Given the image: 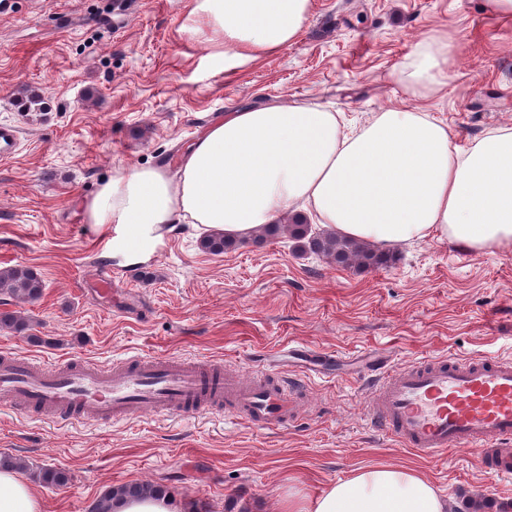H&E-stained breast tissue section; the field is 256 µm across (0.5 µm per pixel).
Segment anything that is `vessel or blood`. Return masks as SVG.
Returning <instances> with one entry per match:
<instances>
[{
    "label": "vessel or blood",
    "mask_w": 512,
    "mask_h": 512,
    "mask_svg": "<svg viewBox=\"0 0 512 512\" xmlns=\"http://www.w3.org/2000/svg\"><path fill=\"white\" fill-rule=\"evenodd\" d=\"M299 365L284 377L276 367L244 378L211 360L138 355L109 366L82 359L38 362L19 351L0 353V403L25 419L57 426L138 422L145 413L173 419L223 408L252 429L295 420L297 395L312 376L363 375L371 425L420 456L476 451L490 478H512V358L442 356L397 364L381 358L289 347Z\"/></svg>",
    "instance_id": "obj_1"
}]
</instances>
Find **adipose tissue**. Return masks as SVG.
Returning <instances> with one entry per match:
<instances>
[{
  "label": "adipose tissue",
  "instance_id": "1",
  "mask_svg": "<svg viewBox=\"0 0 512 512\" xmlns=\"http://www.w3.org/2000/svg\"><path fill=\"white\" fill-rule=\"evenodd\" d=\"M313 0H194L193 31H208L225 67L297 41ZM404 79L430 92L448 80V40L422 44ZM307 204L319 224L387 249L428 237L482 254L512 249V128L467 148L418 107L389 108L360 131L335 113L294 102L226 113L180 161L125 170L84 203L87 223L141 241L126 257L151 254L163 226L204 224L242 238ZM418 471L367 467L317 498L288 496L281 512H450ZM0 512H42L37 491L0 467Z\"/></svg>",
  "mask_w": 512,
  "mask_h": 512
}]
</instances>
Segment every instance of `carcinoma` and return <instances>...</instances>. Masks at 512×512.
<instances>
[{"label":"carcinoma","mask_w":512,"mask_h":512,"mask_svg":"<svg viewBox=\"0 0 512 512\" xmlns=\"http://www.w3.org/2000/svg\"><path fill=\"white\" fill-rule=\"evenodd\" d=\"M285 232L302 251L322 255L338 266H351L361 271L388 267L396 260L392 252L376 250L366 243L340 236L333 231L316 233L306 218L301 216L291 218L287 224L265 225L260 229V237H276ZM240 244L241 241L230 239L216 230L201 240L202 248L214 255L234 249ZM43 288L44 282L40 275L28 266L18 265L0 271L1 294L34 301L42 296ZM153 490L168 493L167 487L158 483L132 482L114 486L94 502L91 512H109L111 497L116 492L137 496Z\"/></svg>","instance_id":"carcinoma-1"}]
</instances>
